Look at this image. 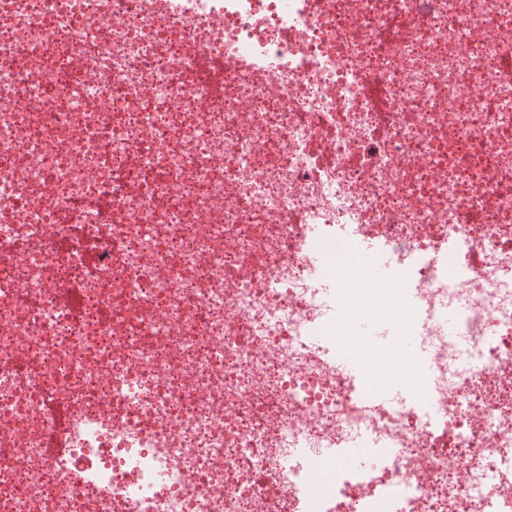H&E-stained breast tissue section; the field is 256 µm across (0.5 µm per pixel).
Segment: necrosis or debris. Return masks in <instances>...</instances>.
I'll return each instance as SVG.
<instances>
[{
	"label": "necrosis or debris",
	"instance_id": "necrosis-or-debris-1",
	"mask_svg": "<svg viewBox=\"0 0 512 512\" xmlns=\"http://www.w3.org/2000/svg\"><path fill=\"white\" fill-rule=\"evenodd\" d=\"M185 8L0 0V512H512V0Z\"/></svg>",
	"mask_w": 512,
	"mask_h": 512
}]
</instances>
